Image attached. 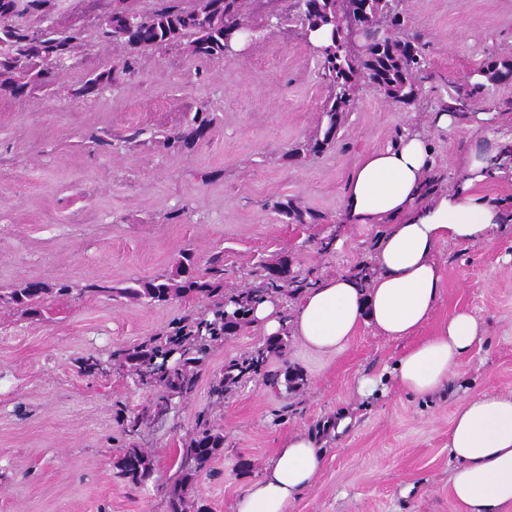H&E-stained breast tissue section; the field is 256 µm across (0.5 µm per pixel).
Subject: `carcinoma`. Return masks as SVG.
<instances>
[{
    "label": "carcinoma",
    "mask_w": 512,
    "mask_h": 512,
    "mask_svg": "<svg viewBox=\"0 0 512 512\" xmlns=\"http://www.w3.org/2000/svg\"><path fill=\"white\" fill-rule=\"evenodd\" d=\"M51 2L0 0V43L7 46V51H0L1 97L27 96L38 86L51 85L55 67L49 62L62 45L72 49L79 40L78 30L61 35L50 28H33L20 22L29 14L50 9ZM265 2V17L277 29L286 28L305 40L311 31L330 30L331 44L318 50L320 76L329 89L321 123L314 136L289 151V160L300 162L335 143L346 113L353 106L355 93L363 85L378 89L396 103L410 104L423 95V83L431 77L430 62L420 37L405 34L407 20L401 9L402 0H351L356 6L363 45L361 53L353 55L340 46L337 0H298L293 6L281 4L279 0ZM254 18L251 0H196L195 6L189 9L180 7L177 0H164L161 7L147 14L138 12L128 0H113L112 17L104 19L100 30L104 37L124 45L128 56L121 70L102 71L89 79L83 86V94H93L120 75L134 73L137 54L146 48L178 45L187 38L195 55L222 57L236 38L244 34L254 36L250 28ZM509 83H512V57L491 55L473 69L464 85L448 88V100L440 101V107L447 108L461 99L474 102L484 97L489 85ZM211 124L209 114L197 112L190 127L166 136L167 144L189 147L203 138ZM270 208L291 224H318L323 220L321 215L299 207L291 199L277 198ZM259 279L257 287L228 297L223 292V253L212 255L205 273L201 274L193 253L185 250L168 273L137 279L123 288L97 284L87 288L93 295L106 294L153 305L187 297L211 300L209 313L194 319L180 318L165 337L125 354V363L162 391L141 414L131 416L123 407L115 409V418L125 434H138L141 426L163 406L166 395L174 393L183 397L192 392L197 369L213 345L250 324V311L255 303L284 288L298 292L309 285L307 278L299 277L292 269L291 260L285 255L262 266ZM69 294L66 284L32 281L19 288L0 290V307L16 309L39 320L48 299ZM286 346L287 339L283 336L267 337L265 344L253 354L224 365L222 376L211 382L210 394L220 399L242 378L261 374L268 354L280 352ZM223 448L224 435L214 429L206 413H200L196 437L183 449L181 477L169 493V512H187L191 507L188 488ZM117 467L120 476L133 487L146 485L155 474L151 456L134 444L124 450Z\"/></svg>",
    "instance_id": "obj_1"
}]
</instances>
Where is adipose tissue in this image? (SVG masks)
Listing matches in <instances>:
<instances>
[{"instance_id":"ef3b65f1","label":"adipose tissue","mask_w":512,"mask_h":512,"mask_svg":"<svg viewBox=\"0 0 512 512\" xmlns=\"http://www.w3.org/2000/svg\"><path fill=\"white\" fill-rule=\"evenodd\" d=\"M431 155L428 138L416 131L395 148L363 159L346 185L344 215L350 224L390 223L373 259L374 276L364 286L344 274L317 281L303 290L289 321L275 302L263 300L253 318L267 335L289 326L309 349L330 353L364 324L387 339L402 340L430 322L443 287L434 259L437 245H489L495 228L512 222L511 209L478 191L495 171L498 151L472 152L463 163L460 186L433 193L426 190ZM478 339L472 314L449 313L431 336L399 357V386L421 397L438 393L458 374ZM448 449L455 462L450 490L465 512H512V394L463 400L448 432ZM322 466L313 438L288 436L263 475L243 490L236 512H285Z\"/></svg>"}]
</instances>
